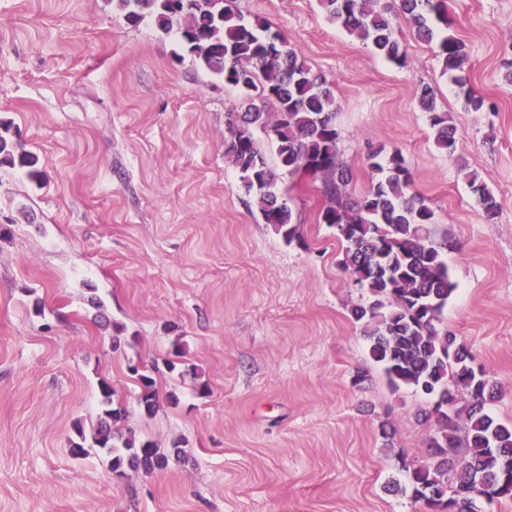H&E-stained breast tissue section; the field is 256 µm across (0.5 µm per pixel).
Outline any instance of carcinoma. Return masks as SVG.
Wrapping results in <instances>:
<instances>
[{
	"instance_id": "cac0c4a2",
	"label": "carcinoma",
	"mask_w": 512,
	"mask_h": 512,
	"mask_svg": "<svg viewBox=\"0 0 512 512\" xmlns=\"http://www.w3.org/2000/svg\"><path fill=\"white\" fill-rule=\"evenodd\" d=\"M127 23L150 19L165 34L176 33L179 58L188 55L224 85L243 92L258 91L276 105L270 113L250 107L225 113V157L238 170L245 194L264 224L272 225L287 242L300 239L288 198L280 192L255 133L275 144L281 168L289 173L319 172L329 200L322 223L336 229L345 243L341 267L353 282L368 290L372 301L355 305L351 316L363 325L369 356L383 370L389 386L408 387L431 403L425 417L436 428L427 440L428 452L441 457L414 467L401 462L405 484L401 493L437 512H482L479 504L512 499V423L485 411L499 393L497 382L473 366L465 344L444 323V311L457 289L444 252L446 239L434 238L435 211L420 195L410 193L411 173L401 151L376 148L367 155L374 173L369 190L359 199H345L348 171L339 162L336 97L326 78L314 73L305 58L288 47L284 35L271 31L261 18L246 22L235 0H114ZM328 19L371 45L386 61L404 68L407 55L396 36L394 20L403 16L417 38L432 48L442 72L465 89V105L477 111L483 99L466 89L469 55L465 43L451 33L454 19L447 0H319ZM429 114L436 147L456 153L457 128L447 112L438 110L432 91L419 93ZM39 159L0 129V168L25 169L38 178ZM471 192L487 217L497 214L493 192L477 173L468 176ZM138 375L137 404L147 415L155 412L159 394L155 379ZM101 413L90 433L75 428L71 451L86 455L95 449L108 458L118 477L125 470L162 471L171 457L184 453L182 442L170 449L138 439L121 427L125 406L115 389L100 382ZM465 401L462 408L458 400ZM464 426H459L460 414Z\"/></svg>"
}]
</instances>
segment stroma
<instances>
[{
  "label": "stroma",
  "mask_w": 512,
  "mask_h": 512,
  "mask_svg": "<svg viewBox=\"0 0 512 512\" xmlns=\"http://www.w3.org/2000/svg\"><path fill=\"white\" fill-rule=\"evenodd\" d=\"M447 3L479 111L406 21L399 68L319 0H236L330 82L349 198L371 186L370 148L402 151L454 245L445 323L499 384L489 413L512 422V0ZM176 49L108 0H0V123L43 171L0 168V512H429L391 484L398 458L428 463L435 423L420 394L388 386L349 315L368 295L319 221L320 180L281 172L300 234L286 243L224 155V114L247 97ZM424 86L457 128L454 156L434 144ZM136 362L158 365L178 405L143 413ZM103 380L136 437L181 440L184 456L118 478L104 456L72 455ZM468 184L488 218H493L498 211V203L493 192L482 182L476 172H470Z\"/></svg>",
  "instance_id": "obj_1"
}]
</instances>
